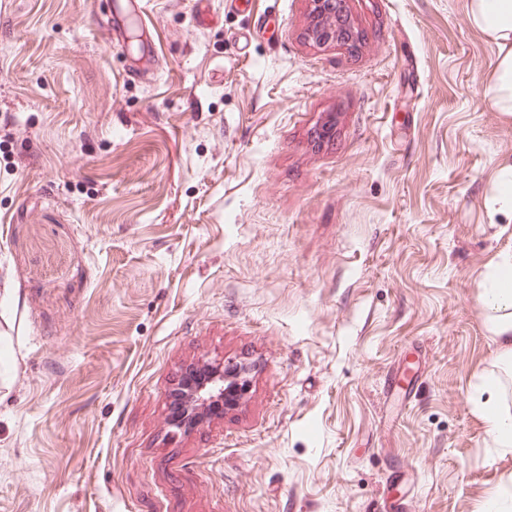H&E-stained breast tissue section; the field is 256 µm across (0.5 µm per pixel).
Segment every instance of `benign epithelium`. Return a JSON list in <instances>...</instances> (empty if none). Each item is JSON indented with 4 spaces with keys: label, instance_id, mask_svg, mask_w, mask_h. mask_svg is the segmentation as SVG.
<instances>
[{
    "label": "benign epithelium",
    "instance_id": "obj_1",
    "mask_svg": "<svg viewBox=\"0 0 512 512\" xmlns=\"http://www.w3.org/2000/svg\"><path fill=\"white\" fill-rule=\"evenodd\" d=\"M307 39L319 46L329 42L354 45L355 32L348 28L345 11H336V0H312ZM250 388L249 370L244 365H194L171 393L181 411L180 419L171 424L188 432L194 431L213 414L236 410L250 393Z\"/></svg>",
    "mask_w": 512,
    "mask_h": 512
}]
</instances>
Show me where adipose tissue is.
Listing matches in <instances>:
<instances>
[{
    "label": "adipose tissue",
    "mask_w": 512,
    "mask_h": 512,
    "mask_svg": "<svg viewBox=\"0 0 512 512\" xmlns=\"http://www.w3.org/2000/svg\"><path fill=\"white\" fill-rule=\"evenodd\" d=\"M470 22L497 42L501 51L495 78L489 91L498 111L512 112V0H471ZM478 302L488 330L498 345L497 358L512 363V253L498 256L480 289ZM512 385L501 378L484 383L478 405L484 414L487 432L496 447L512 452V408L506 403Z\"/></svg>",
    "instance_id": "1"
}]
</instances>
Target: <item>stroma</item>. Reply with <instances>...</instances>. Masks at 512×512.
<instances>
[{"instance_id":"35a3bbf8","label":"stroma","mask_w":512,"mask_h":512,"mask_svg":"<svg viewBox=\"0 0 512 512\" xmlns=\"http://www.w3.org/2000/svg\"><path fill=\"white\" fill-rule=\"evenodd\" d=\"M114 2L0 0V512H484L512 116L469 0H348L353 52L309 0H144L146 81ZM219 361L247 399L173 428ZM310 24L307 39L315 45L336 42L344 46H353L355 31L348 28L349 19H345L344 7L336 12L335 0H312ZM504 173L498 183L493 214L512 215V166L502 167Z\"/></svg>"}]
</instances>
